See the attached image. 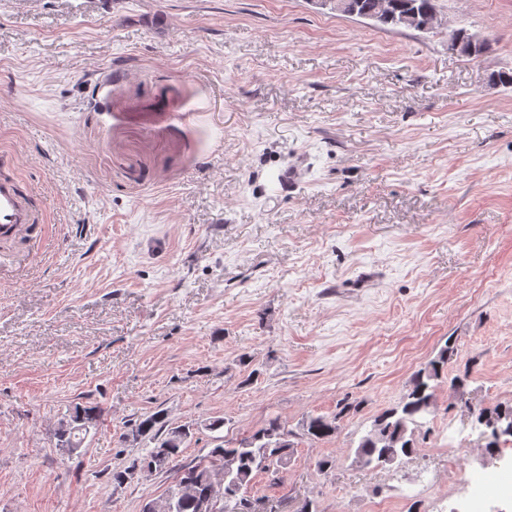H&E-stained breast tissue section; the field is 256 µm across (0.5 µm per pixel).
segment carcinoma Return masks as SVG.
Returning a JSON list of instances; mask_svg holds the SVG:
<instances>
[{"label":"carcinoma","mask_w":512,"mask_h":512,"mask_svg":"<svg viewBox=\"0 0 512 512\" xmlns=\"http://www.w3.org/2000/svg\"><path fill=\"white\" fill-rule=\"evenodd\" d=\"M350 15L360 17L375 14L378 28L383 30L399 27L421 29L435 9V0H346ZM485 49V42L474 34L462 31L457 37L456 51L468 57H478ZM453 354L451 345H445L436 359L411 376L407 393L401 403L377 415L372 429L364 436L354 452V462L363 468H377L393 464L415 453V431L422 420L432 413L434 403L433 382L439 378ZM97 407L75 405L67 410L58 422L54 435L61 448H79L91 429L99 421ZM474 422L490 417L512 415V405H496L492 408H475L471 411ZM341 414L329 418L309 416L301 423L302 435L310 440L323 441L336 436V420ZM138 435L158 432L154 446L137 461L145 469L163 459L170 463L168 469L176 473L175 480L166 490L171 497L173 512H198L199 503L208 498L212 488V472L215 468L231 466L224 478V500L218 512H254L255 501L248 495L254 477L266 472L264 464H275L272 481L280 480L279 467L288 463L293 453V432L277 417L267 421L264 427L235 442L220 439L211 449L208 459L187 469L177 467V459L191 442L192 429L186 426L166 427L165 417L157 412L141 420L136 426Z\"/></svg>","instance_id":"1"}]
</instances>
